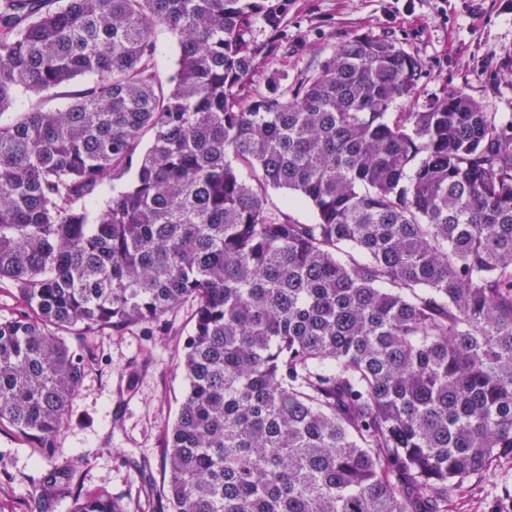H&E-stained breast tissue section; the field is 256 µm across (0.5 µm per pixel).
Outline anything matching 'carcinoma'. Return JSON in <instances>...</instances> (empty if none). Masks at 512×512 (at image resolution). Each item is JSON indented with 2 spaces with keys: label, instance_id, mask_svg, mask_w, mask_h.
Masks as SVG:
<instances>
[{
  "label": "carcinoma",
  "instance_id": "cac0c4a2",
  "mask_svg": "<svg viewBox=\"0 0 512 512\" xmlns=\"http://www.w3.org/2000/svg\"><path fill=\"white\" fill-rule=\"evenodd\" d=\"M287 15L288 0H0V114L30 93L0 122V282L22 304L0 318V425L49 462L29 512L62 496L128 512L53 464L92 359L68 337L185 302L187 388L149 486L162 512H446L512 458V120L462 91L392 111L422 65L384 38L257 93ZM158 27L178 44L165 79ZM269 189L315 221L270 208Z\"/></svg>",
  "mask_w": 512,
  "mask_h": 512
}]
</instances>
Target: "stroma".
<instances>
[{
  "mask_svg": "<svg viewBox=\"0 0 512 512\" xmlns=\"http://www.w3.org/2000/svg\"><path fill=\"white\" fill-rule=\"evenodd\" d=\"M287 50L253 79L297 82L339 46L359 37L387 38L415 54L423 76L408 112L447 90H460L484 111L512 119V0H289ZM191 306L164 322L93 337L89 366L54 440L56 463L70 464L84 490L145 507L148 484H160L162 444L186 389L176 367L190 330ZM47 467L10 427L0 428V512H28L29 490ZM448 512H512V459H499L466 481Z\"/></svg>",
  "mask_w": 512,
  "mask_h": 512,
  "instance_id": "35a3bbf8",
  "label": "stroma"
}]
</instances>
